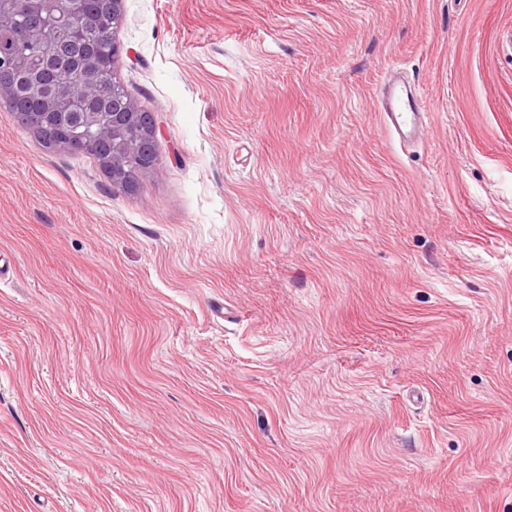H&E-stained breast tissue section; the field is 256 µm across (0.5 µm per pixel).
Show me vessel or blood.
<instances>
[{
    "label": "vessel or blood",
    "mask_w": 512,
    "mask_h": 512,
    "mask_svg": "<svg viewBox=\"0 0 512 512\" xmlns=\"http://www.w3.org/2000/svg\"><path fill=\"white\" fill-rule=\"evenodd\" d=\"M375 109L387 134L398 146L408 147L422 140L428 123L425 101L401 73H391L385 79Z\"/></svg>",
    "instance_id": "1"
}]
</instances>
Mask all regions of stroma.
<instances>
[{
	"mask_svg": "<svg viewBox=\"0 0 512 512\" xmlns=\"http://www.w3.org/2000/svg\"><path fill=\"white\" fill-rule=\"evenodd\" d=\"M121 12L134 191L0 107V512H512V0ZM403 79L400 72L388 75L375 103L387 134L400 148L419 143L428 123L421 92Z\"/></svg>",
	"mask_w": 512,
	"mask_h": 512,
	"instance_id": "stroma-1",
	"label": "stroma"
}]
</instances>
